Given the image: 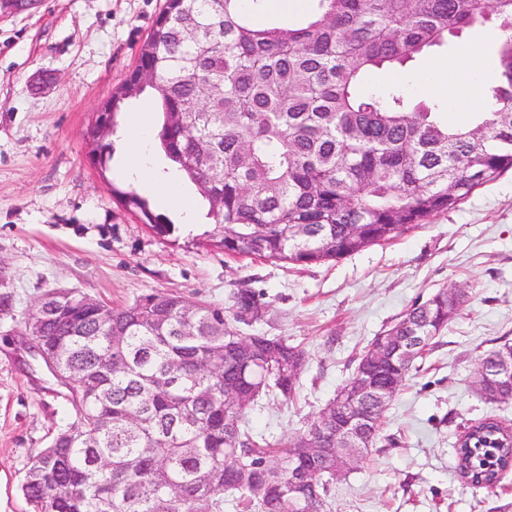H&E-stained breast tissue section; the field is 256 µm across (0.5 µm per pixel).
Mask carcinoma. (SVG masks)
<instances>
[{"label":"carcinoma","mask_w":512,"mask_h":512,"mask_svg":"<svg viewBox=\"0 0 512 512\" xmlns=\"http://www.w3.org/2000/svg\"><path fill=\"white\" fill-rule=\"evenodd\" d=\"M265 0H165L140 48L159 85L157 150L194 185L215 221L213 243L231 257L292 265L337 261L452 210L512 169V0H309L298 24H259ZM493 17L501 31L490 108L465 124L401 90L361 93L365 77L440 47ZM131 98L112 93V131ZM159 235L174 225L131 189H112ZM440 290L390 327L425 337L396 371L399 392L466 302ZM29 351L49 353L70 387L76 422L31 462L22 492L34 512H331L336 472L364 463L386 408L372 413L353 455L334 429L353 403L347 380L307 432L271 442L248 427L258 400L294 399L306 358L283 336L241 335L265 315L260 295L233 305L192 303L157 290L104 322L73 296H51ZM0 275V319L13 317ZM255 341L245 367L234 353ZM324 433L325 454L307 506L288 498L304 444ZM457 469L476 488L498 476Z\"/></svg>","instance_id":"obj_1"}]
</instances>
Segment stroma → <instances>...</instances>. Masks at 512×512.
Returning a JSON list of instances; mask_svg holds the SVG:
<instances>
[{
	"label": "stroma",
	"instance_id": "stroma-1",
	"mask_svg": "<svg viewBox=\"0 0 512 512\" xmlns=\"http://www.w3.org/2000/svg\"><path fill=\"white\" fill-rule=\"evenodd\" d=\"M164 0H40L0 9V266L14 316L0 320V512H31L21 491L35 455L75 421L69 389L32 360L24 316L47 290L72 289L119 308L156 290L231 306L237 289L260 292L263 320L242 335L283 336L306 353L296 398L263 401L248 415L270 440L305 433L348 380L371 341L413 304L442 289L468 297L435 340L423 369L390 403L369 460L336 482L332 512H512V469L494 490L456 470L464 428L494 416L512 425V402L486 403L474 380L488 351L512 343V170L476 188L456 209L346 258L305 266L230 257L208 233L207 203L178 183L195 224L151 187L125 174L134 113L158 126L154 95L130 99L119 117L116 153L101 171L87 160L100 104L134 68ZM495 21L465 30L408 63L457 60L481 43L496 76ZM132 187L175 224L162 236L112 193Z\"/></svg>",
	"mask_w": 512,
	"mask_h": 512
}]
</instances>
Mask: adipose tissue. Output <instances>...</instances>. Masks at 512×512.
<instances>
[{
	"mask_svg": "<svg viewBox=\"0 0 512 512\" xmlns=\"http://www.w3.org/2000/svg\"><path fill=\"white\" fill-rule=\"evenodd\" d=\"M485 78L486 73L483 69L474 68L465 78L458 79L455 78L449 62L434 61L415 75L414 85L420 94H439L447 97L451 111L456 112L485 107Z\"/></svg>",
	"mask_w": 512,
	"mask_h": 512,
	"instance_id": "adipose-tissue-1",
	"label": "adipose tissue"
}]
</instances>
